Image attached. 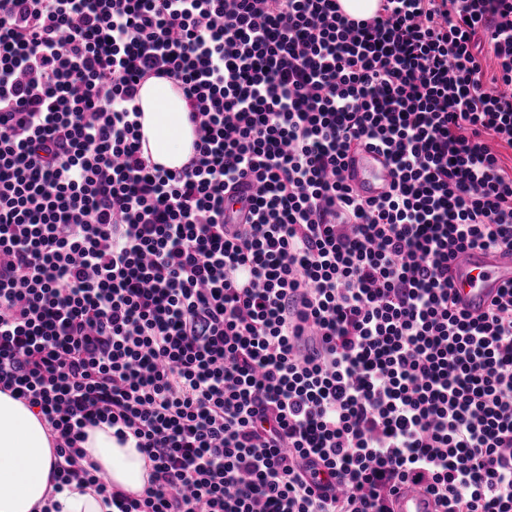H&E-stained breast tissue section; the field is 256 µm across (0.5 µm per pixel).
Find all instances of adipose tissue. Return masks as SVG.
Masks as SVG:
<instances>
[{"label": "adipose tissue", "instance_id": "ef3b65f1", "mask_svg": "<svg viewBox=\"0 0 512 512\" xmlns=\"http://www.w3.org/2000/svg\"><path fill=\"white\" fill-rule=\"evenodd\" d=\"M142 96L149 150L154 160L179 166L191 153V126L182 94L165 79L148 80ZM87 458L111 485L133 495L147 486L145 457L133 444H119L110 428L89 430L83 444ZM54 444L36 410L0 391V512H35L47 501L59 512H104L94 487L56 493L50 473Z\"/></svg>", "mask_w": 512, "mask_h": 512}]
</instances>
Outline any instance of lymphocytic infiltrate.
<instances>
[{
    "label": "lymphocytic infiltrate",
    "instance_id": "1",
    "mask_svg": "<svg viewBox=\"0 0 512 512\" xmlns=\"http://www.w3.org/2000/svg\"><path fill=\"white\" fill-rule=\"evenodd\" d=\"M492 52L493 87L483 76ZM201 131L145 155L139 90ZM512 0H0V390L112 512H512ZM380 150L361 198L344 159ZM237 205L238 220L224 212ZM149 462L132 496L91 428ZM142 96L147 112L139 97L140 140L143 145L148 146L149 138L152 158L171 165L158 163L160 168L178 171L184 166L183 163L188 160L190 153L193 156L196 143L200 139L198 130L193 128L191 131L186 102L182 94L166 79L148 80L143 86ZM145 123L148 136L145 134ZM347 180L365 198L382 196L390 190L392 169L377 150L363 147L352 152L346 159ZM459 306L473 315L486 311L490 301L512 281V249H471L450 262ZM88 437L82 447L87 461L97 464V475L104 477L112 486L132 495H140L147 486L148 468L145 456L134 448V441L120 445L112 436V429H88ZM427 498L417 486L406 485L400 491L396 502L395 512H424Z\"/></svg>",
    "mask_w": 512,
    "mask_h": 512
}]
</instances>
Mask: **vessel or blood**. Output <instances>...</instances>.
Returning <instances> with one entry per match:
<instances>
[{"label":"vessel or blood","mask_w":512,"mask_h":512,"mask_svg":"<svg viewBox=\"0 0 512 512\" xmlns=\"http://www.w3.org/2000/svg\"><path fill=\"white\" fill-rule=\"evenodd\" d=\"M345 176L366 198L382 196L393 181L392 169L384 156L366 147L347 157ZM450 271L459 306L471 314H482L499 289L512 283V249L465 251L451 260ZM426 501L419 487L407 485L400 491L394 509L425 512Z\"/></svg>","instance_id":"1"}]
</instances>
